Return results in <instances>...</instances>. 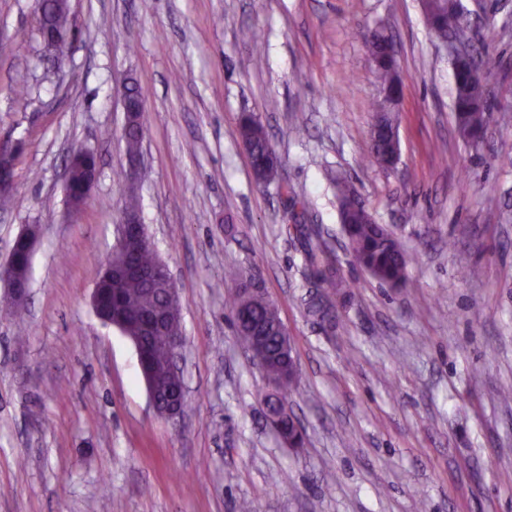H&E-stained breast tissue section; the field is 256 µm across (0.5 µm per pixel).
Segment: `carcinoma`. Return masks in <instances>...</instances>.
I'll list each match as a JSON object with an SVG mask.
<instances>
[{
  "label": "carcinoma",
  "instance_id": "obj_1",
  "mask_svg": "<svg viewBox=\"0 0 512 512\" xmlns=\"http://www.w3.org/2000/svg\"><path fill=\"white\" fill-rule=\"evenodd\" d=\"M48 2L45 23L54 32L52 49L56 57L62 58L72 41L68 4L67 0ZM423 8L429 25L439 38H450L469 49L465 59L453 64V110L459 135L468 146L478 149L486 141L493 113L501 111V108L490 98L487 78L478 75V71L484 69V64L473 47L470 18L461 2L454 5L451 0H423ZM384 39L382 33L375 32L367 39L366 47L384 91L375 103V112L381 122L373 126L371 131V158L376 164L389 167L393 156L399 152V142L393 141L391 127L394 112L398 111L401 78L395 58L384 53ZM144 135L143 117L132 118L124 134L127 155L133 156L140 152ZM238 136L247 147L257 181L269 183L275 180L278 158L263 126L253 117L244 115L238 125ZM339 204L343 232L359 266L382 284L391 287L406 285L411 257L397 235L372 221L366 208L346 186L339 189ZM306 252L310 266L314 268L315 287L322 289V292L308 300L306 310L310 317L323 321L334 312L333 297L341 284L335 272L319 269L325 254L323 243L307 241ZM250 287L251 283L241 281L230 294L236 332L241 345L248 352L253 349L257 335L264 336L269 354L268 373L279 378L285 373L278 358L282 319L276 306L264 296L248 293ZM103 304L128 318V333L142 334L143 339L153 346L165 343L166 336L157 335L148 328L146 318L165 307V302L157 292L151 290L147 282L134 277L114 279L107 285Z\"/></svg>",
  "mask_w": 512,
  "mask_h": 512
}]
</instances>
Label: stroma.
<instances>
[{
	"label": "stroma",
	"instance_id": "stroma-1",
	"mask_svg": "<svg viewBox=\"0 0 512 512\" xmlns=\"http://www.w3.org/2000/svg\"><path fill=\"white\" fill-rule=\"evenodd\" d=\"M472 11L488 89L512 106V0ZM70 13L57 64L35 0H0V146L14 155L0 267L25 225L40 230L26 304L0 296V512H512V398L500 394L512 385V109L495 113L483 150L464 144L422 0H70ZM377 30L402 78L389 168L369 159ZM132 79L148 173L134 186ZM245 113L267 132L277 181L253 175ZM80 148L99 174L74 215L64 183ZM342 183L411 254L405 287L349 254ZM131 194L180 297L176 419L154 411L134 345L91 303ZM309 239L342 283L332 326L305 312ZM232 272L292 339L301 451L265 420ZM123 107H124V112L126 114L124 129L128 130L124 134V138L126 141V152H127V155L133 156V155L138 154V152H140L141 143L144 138L146 129H145L144 122H143V115L135 116L134 118H132L130 120V126L128 129L127 114L129 113L128 110L130 108V103H129V99L127 97V92H126V94H124V97H123Z\"/></svg>",
	"mask_w": 512,
	"mask_h": 512
}]
</instances>
